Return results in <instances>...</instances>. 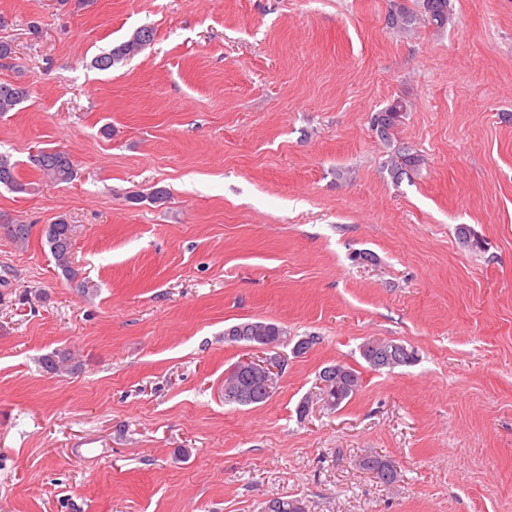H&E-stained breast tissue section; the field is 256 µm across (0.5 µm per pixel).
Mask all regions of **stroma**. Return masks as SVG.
Listing matches in <instances>:
<instances>
[{"instance_id":"35a3bbf8","label":"stroma","mask_w":512,"mask_h":512,"mask_svg":"<svg viewBox=\"0 0 512 512\" xmlns=\"http://www.w3.org/2000/svg\"><path fill=\"white\" fill-rule=\"evenodd\" d=\"M400 5L0 0V83L32 91L0 116L28 186H0V224L31 227L0 234V512H512V0L406 32ZM397 100L386 143L371 118ZM401 146L421 162L396 182ZM50 149L71 182L32 166ZM61 217L72 281L43 235ZM247 321L317 342L277 345L273 395L228 406ZM369 338L418 360L372 369ZM334 364L361 388L332 410ZM151 28H140L127 41L114 47L110 52L98 56L94 65L100 70H109L123 60L141 52L153 41ZM32 165L43 177L58 183L67 182L74 175V163L70 155L63 151L42 150L30 158ZM359 465L370 473H375V478L385 484H392L397 478L394 466L381 456L366 455L360 460Z\"/></svg>"}]
</instances>
